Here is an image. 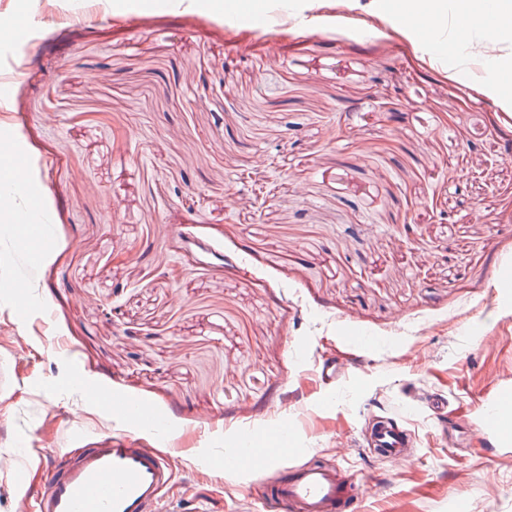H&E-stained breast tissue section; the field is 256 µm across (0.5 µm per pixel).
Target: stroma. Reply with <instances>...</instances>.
I'll return each mask as SVG.
<instances>
[{
	"label": "stroma",
	"instance_id": "1",
	"mask_svg": "<svg viewBox=\"0 0 512 512\" xmlns=\"http://www.w3.org/2000/svg\"><path fill=\"white\" fill-rule=\"evenodd\" d=\"M369 2L256 30L182 0H0L30 38L0 66V149L40 164L53 228L0 226V456L24 470L0 471V512L75 432L124 429L109 391L170 424L164 512H263L275 466L211 459L244 428L270 447L279 415L295 462L366 486L361 512H512V448L457 426L512 384V310L493 307L512 289V112ZM24 270L27 307L5 286ZM359 330L385 346L353 351ZM326 359L346 375L330 394ZM386 411L407 414L409 463L361 451Z\"/></svg>",
	"mask_w": 512,
	"mask_h": 512
}]
</instances>
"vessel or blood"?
<instances>
[{"mask_svg": "<svg viewBox=\"0 0 512 512\" xmlns=\"http://www.w3.org/2000/svg\"><path fill=\"white\" fill-rule=\"evenodd\" d=\"M8 183L13 190L0 195V205L17 206L20 223L43 235L47 221L38 186L23 175ZM105 402L113 417L151 432L157 440L166 439L169 423L150 403L119 393L106 395ZM477 426L491 446H512V385L500 386L486 401ZM293 436L290 424L279 423L277 447L262 448L252 433L243 432L224 450L223 469L229 473L248 464L278 463V475L267 490V512H360L365 487L347 483L336 466L290 462L288 441ZM365 442L366 453L386 461L412 458L413 437L399 415L375 420L365 431ZM176 475L170 452L142 445L134 434L113 433L64 453L31 512H163L161 492Z\"/></svg>", "mask_w": 512, "mask_h": 512, "instance_id": "b4317fda", "label": "vessel or blood"}]
</instances>
